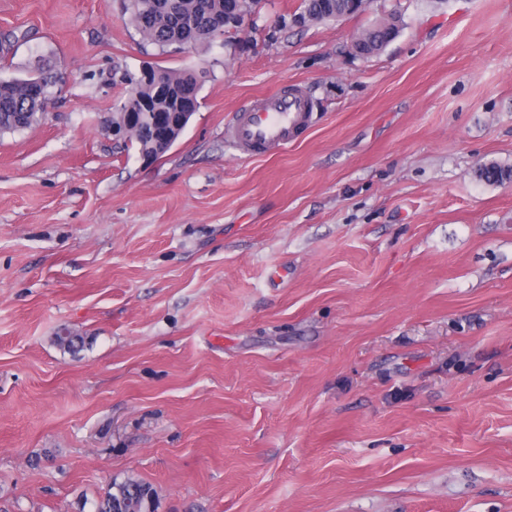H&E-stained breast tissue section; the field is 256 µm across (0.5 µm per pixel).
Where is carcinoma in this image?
Segmentation results:
<instances>
[{
  "instance_id": "1",
  "label": "carcinoma",
  "mask_w": 512,
  "mask_h": 512,
  "mask_svg": "<svg viewBox=\"0 0 512 512\" xmlns=\"http://www.w3.org/2000/svg\"><path fill=\"white\" fill-rule=\"evenodd\" d=\"M238 4L239 0H127L125 12L141 38L163 51L169 47L211 44L224 35V31L212 25V18ZM340 11L349 15L356 13L349 0H301L299 15L303 21L313 23L334 18ZM401 24L403 11L398 4L387 18L363 30L358 38L390 42L394 39L391 29ZM152 70L158 80L149 84L138 82L134 74H122L121 82L132 86V91L112 114V124L121 129L133 128L124 141L126 147L138 152H153L161 158L164 152L154 147L147 125L139 120L138 113L143 111L142 101H148L153 112H194L198 102L187 104L177 96L182 84L193 83V69H163L154 65ZM33 73L37 85L51 97L54 96V88L62 85L61 76L44 70L39 64L34 66ZM43 102L39 94L28 88L27 79L0 78V135L23 131L37 124L44 115ZM477 178L485 184L499 185L512 180V167L492 161L478 170ZM131 499L139 501L144 512H154L151 489L131 477L112 479L106 494L92 501L84 500L80 510L83 512L90 503L96 512H112Z\"/></svg>"
}]
</instances>
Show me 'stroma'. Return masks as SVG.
Wrapping results in <instances>:
<instances>
[{"label": "stroma", "instance_id": "1", "mask_svg": "<svg viewBox=\"0 0 512 512\" xmlns=\"http://www.w3.org/2000/svg\"><path fill=\"white\" fill-rule=\"evenodd\" d=\"M300 2L163 53L122 0H0V77L66 74L0 136V512L116 476L156 512H512V183L476 177L512 166V0ZM146 62L202 73L150 165L105 131ZM282 86L312 126L239 157L232 114ZM298 14L304 22H321L336 17V12H347L348 15L356 14L347 0H302ZM388 14L390 15L387 18L378 22L373 27L363 30L357 35V37L364 41H392L397 35H392L390 30L398 27V24L400 25V28L402 27L404 14L401 9V5L399 4H397ZM479 181L489 185H499L512 180V167L502 166L497 162H489L477 172Z\"/></svg>", "mask_w": 512, "mask_h": 512}]
</instances>
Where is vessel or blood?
I'll list each match as a JSON object with an SVG mask.
<instances>
[{
  "label": "vessel or blood",
  "mask_w": 512,
  "mask_h": 512,
  "mask_svg": "<svg viewBox=\"0 0 512 512\" xmlns=\"http://www.w3.org/2000/svg\"><path fill=\"white\" fill-rule=\"evenodd\" d=\"M312 103L297 89L276 91L248 100L230 120L237 152L258 157L285 148L311 123Z\"/></svg>",
  "instance_id": "b4317fda"
}]
</instances>
